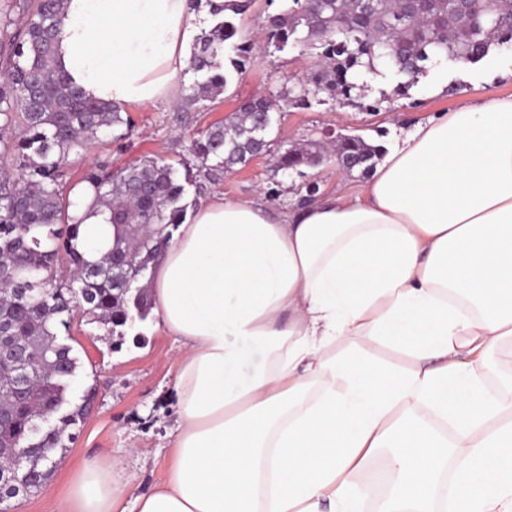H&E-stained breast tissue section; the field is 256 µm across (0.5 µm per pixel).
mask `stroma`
Segmentation results:
<instances>
[{"instance_id": "1", "label": "stroma", "mask_w": 512, "mask_h": 512, "mask_svg": "<svg viewBox=\"0 0 512 512\" xmlns=\"http://www.w3.org/2000/svg\"><path fill=\"white\" fill-rule=\"evenodd\" d=\"M283 0H253L237 19L242 35L253 43L254 63L234 79L216 102H202L186 110L180 103H146L129 106L134 126L124 144L94 145L77 158L74 175L87 167L108 163L118 167L144 155L183 161L197 170L198 160L189 152L187 137L224 120L241 104L258 95L281 101L271 115L266 137L274 147L322 140L326 132L359 135L387 147L400 143L415 126L452 111L461 100L473 102L495 94L512 96V49L492 51L475 64L445 60L420 75L407 95L397 93L399 79L382 72L361 77L349 98L327 100L303 109L285 104L284 94L314 72V50L297 48L270 54L261 26L268 14L280 11ZM364 178L325 161L303 167L301 173L275 171L270 156L252 159L245 167L204 180L202 192L188 190V213H195L201 199H253L283 211L308 202L307 186L316 183L318 196L356 193ZM142 341L126 339L113 349L110 337L98 324L74 320L61 333L80 359L78 375L68 398L78 402L87 387L97 389L94 407L77 430V437L56 468L48 487L38 494L14 501L13 512H48L49 497L65 495L73 478L88 463L102 466L121 460L126 474L135 478V491L160 483L172 462L171 432L177 418L174 373L169 359L178 347L149 317L139 326Z\"/></svg>"}]
</instances>
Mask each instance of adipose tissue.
<instances>
[{"mask_svg":"<svg viewBox=\"0 0 512 512\" xmlns=\"http://www.w3.org/2000/svg\"><path fill=\"white\" fill-rule=\"evenodd\" d=\"M189 0H66L61 66L93 99L174 102ZM178 414L165 480L137 512H358L391 451L387 512H512V96L417 125L354 199L288 213L215 196L179 225L151 285ZM353 345L337 359L336 339ZM380 345L414 360L395 370ZM261 353L249 378L240 370ZM116 468L84 465L49 512H127Z\"/></svg>","mask_w":512,"mask_h":512,"instance_id":"1","label":"adipose tissue"}]
</instances>
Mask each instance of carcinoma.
Here are the masks:
<instances>
[{
    "instance_id": "carcinoma-1",
    "label": "carcinoma",
    "mask_w": 512,
    "mask_h": 512,
    "mask_svg": "<svg viewBox=\"0 0 512 512\" xmlns=\"http://www.w3.org/2000/svg\"><path fill=\"white\" fill-rule=\"evenodd\" d=\"M64 0H3L0 5V451L4 470L31 472L21 496L39 492L65 455V439L89 413L96 389L79 403L67 398L77 376L78 359L59 341V327L76 317L102 326L121 344L138 322L151 314L150 272L173 232L185 222L190 170L179 173L166 159L144 156L122 167L96 165L76 181V157L104 133L121 143L133 121L125 107L88 98L58 61V37ZM287 9L265 20L267 42L317 50L319 68L298 87L291 103L309 108L325 94L349 98L354 80L377 73L378 66L403 78L404 95L426 64L453 58L474 64L495 48H512V0H485L464 28L450 18V0H421L415 13L396 0H328L315 10L306 0H286ZM251 0H224L211 10L216 24L196 38L190 71L198 76L185 102H213L234 76L253 62L252 45L235 22ZM345 14L350 23L337 25ZM399 40L403 56L389 55ZM272 104L252 98L236 115L200 130L188 150L210 171L248 164L270 151L265 133ZM383 155V146L361 136L343 135L335 160L351 159L367 176ZM322 157L321 144L291 146L275 156V168L297 171ZM92 197L89 214L114 226V240L98 245L89 260L79 243L83 220L71 214L76 190ZM70 277L57 278L61 260Z\"/></svg>"
}]
</instances>
